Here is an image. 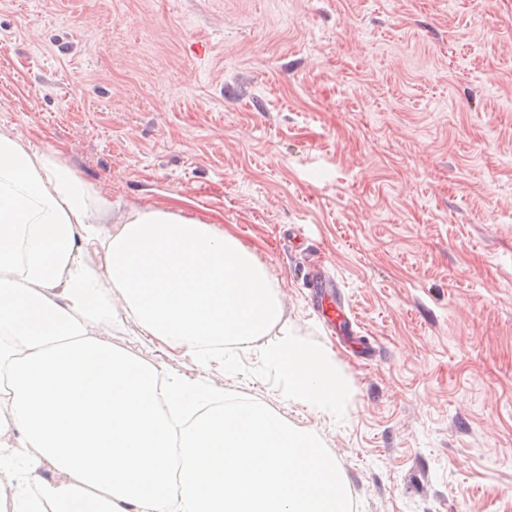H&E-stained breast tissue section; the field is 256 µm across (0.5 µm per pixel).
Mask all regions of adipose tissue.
Here are the masks:
<instances>
[{"label":"adipose tissue","instance_id":"ef3b65f1","mask_svg":"<svg viewBox=\"0 0 512 512\" xmlns=\"http://www.w3.org/2000/svg\"><path fill=\"white\" fill-rule=\"evenodd\" d=\"M108 205L54 154L0 132V465L11 512H348L309 429L224 404L210 378L258 352L289 398L335 414L329 355L266 336L280 292L253 251L181 209ZM127 321L190 361V379L112 348ZM56 476L39 477L43 466Z\"/></svg>","mask_w":512,"mask_h":512}]
</instances>
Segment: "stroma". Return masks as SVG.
<instances>
[{
    "instance_id": "obj_1",
    "label": "stroma",
    "mask_w": 512,
    "mask_h": 512,
    "mask_svg": "<svg viewBox=\"0 0 512 512\" xmlns=\"http://www.w3.org/2000/svg\"><path fill=\"white\" fill-rule=\"evenodd\" d=\"M0 130L112 215L175 203L255 252L268 342L329 350L340 410L247 353L224 386L313 430L350 512H512V0H0ZM104 338L196 375L131 323ZM317 288H324L319 292L320 313L322 318L335 325L341 336H345L350 318L343 303L336 297L335 288L326 278L317 281Z\"/></svg>"
}]
</instances>
